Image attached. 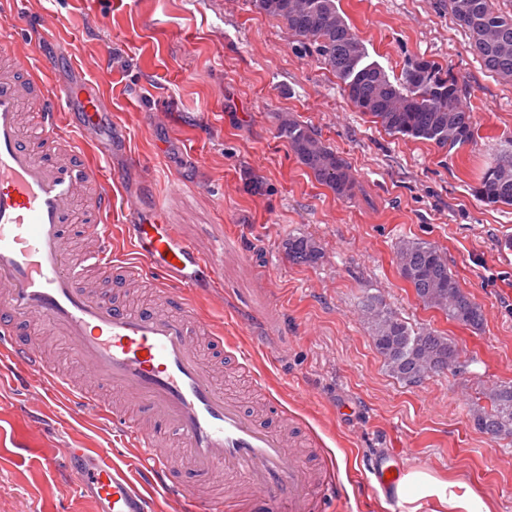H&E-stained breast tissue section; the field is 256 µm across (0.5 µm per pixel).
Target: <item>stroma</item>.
<instances>
[{
    "label": "stroma",
    "instance_id": "stroma-1",
    "mask_svg": "<svg viewBox=\"0 0 512 512\" xmlns=\"http://www.w3.org/2000/svg\"><path fill=\"white\" fill-rule=\"evenodd\" d=\"M362 39L366 60L390 80L425 58L448 70L473 110L474 143L446 149L393 135L362 114L314 47L300 44L254 0H8L0 23L61 52L58 80L76 70L112 92L114 203L165 220L212 257L222 286L189 295L221 332L222 347H200L216 377L248 409L279 404L318 442L339 479L322 512H409L363 478L372 459L400 455L405 470L456 475L496 512H512V438L494 440L473 424L470 403L512 383V206L473 194L482 171L512 152V83L472 53L445 0H336ZM58 23L43 28L46 13ZM344 159L352 188L337 196L317 181L281 134L283 119ZM143 171L128 172L129 155ZM291 235L317 240L322 256L292 263ZM436 245L461 287L481 306L474 329L424 307L398 271L403 238ZM384 297L408 322L452 338L463 372L418 384L388 373L363 322L364 294ZM64 376L81 363L61 340L23 332ZM248 360L240 362L237 352ZM21 369L0 371V512H95L74 490L71 448H108L124 470L138 453L115 444L98 413L74 409L65 393L32 394Z\"/></svg>",
    "mask_w": 512,
    "mask_h": 512
}]
</instances>
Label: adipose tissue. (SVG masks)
<instances>
[{"label": "adipose tissue", "mask_w": 512, "mask_h": 512, "mask_svg": "<svg viewBox=\"0 0 512 512\" xmlns=\"http://www.w3.org/2000/svg\"><path fill=\"white\" fill-rule=\"evenodd\" d=\"M398 495L422 512L427 502H437L443 512H494V504L472 489L458 491L456 483L444 482L423 470L409 472L401 481Z\"/></svg>", "instance_id": "1"}]
</instances>
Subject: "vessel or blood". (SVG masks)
I'll return each instance as SVG.
<instances>
[{
  "label": "vessel or blood",
  "mask_w": 512,
  "mask_h": 512,
  "mask_svg": "<svg viewBox=\"0 0 512 512\" xmlns=\"http://www.w3.org/2000/svg\"><path fill=\"white\" fill-rule=\"evenodd\" d=\"M0 56L14 73L0 72V368L19 365L45 388L67 390L87 409L104 415L113 435L142 457L141 479L112 460L108 448H73L79 461L76 488L98 512H154L151 490L172 501L186 497L165 450L126 416L102 401L105 389L133 400L163 421L179 438L181 459L199 483L223 473L225 493L206 512H320L335 474L313 476L304 454L286 430L247 413L223 389L199 351V338L213 334L185 297L199 287L215 290L220 278L212 259L180 238L162 210L141 215L137 203L124 212L135 261L112 251L102 219L112 211V184L99 170L77 159L71 131L97 139L112 119V96L98 84L74 90L47 78L58 63L40 42L17 40L0 26ZM65 115L67 126L57 117ZM94 185L87 230L96 244L76 254L64 245L79 197ZM157 275L153 299L130 307L87 289L92 272L119 270L139 278L143 267ZM36 324L65 337L83 363L87 385L59 376L20 327ZM403 463L393 453L370 465L373 488L388 501Z\"/></svg>",
  "instance_id": "1"
}]
</instances>
